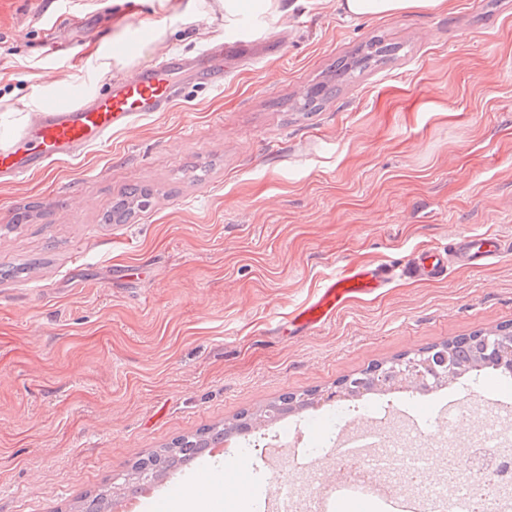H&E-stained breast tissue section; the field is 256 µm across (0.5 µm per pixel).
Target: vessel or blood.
<instances>
[{
	"label": "vessel or blood",
	"mask_w": 512,
	"mask_h": 512,
	"mask_svg": "<svg viewBox=\"0 0 512 512\" xmlns=\"http://www.w3.org/2000/svg\"><path fill=\"white\" fill-rule=\"evenodd\" d=\"M193 71L199 84L213 89L224 85V42L211 44L205 59L193 62L166 53L149 67L107 83L105 92L81 98L74 105L47 107L0 144V184L13 183L34 175L55 161L78 156L86 150L109 143L114 133L132 129L144 116L168 112L181 99L179 76ZM512 252L497 236L459 234L456 244L446 250L426 252L418 262L419 271L431 277L446 274L449 264L482 265ZM388 278L377 269H359L327 278L317 296L295 312L291 324L302 331L315 330L331 321L350 298L386 287ZM183 492L175 483L143 502L141 512H168Z\"/></svg>",
	"instance_id": "obj_1"
}]
</instances>
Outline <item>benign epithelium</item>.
I'll use <instances>...</instances> for the list:
<instances>
[{"label":"benign epithelium","mask_w":512,"mask_h":512,"mask_svg":"<svg viewBox=\"0 0 512 512\" xmlns=\"http://www.w3.org/2000/svg\"><path fill=\"white\" fill-rule=\"evenodd\" d=\"M481 353H490L506 365L512 364V336L491 331L478 338ZM453 373V365L449 362L447 347L424 350L400 356L370 373L368 380L349 377L337 385V390L327 396V400L356 396L365 384L375 389H382L390 384L398 385L407 390H430L446 384Z\"/></svg>","instance_id":"obj_1"}]
</instances>
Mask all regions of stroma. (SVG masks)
<instances>
[{
	"label": "stroma",
	"mask_w": 512,
	"mask_h": 512,
	"mask_svg": "<svg viewBox=\"0 0 512 512\" xmlns=\"http://www.w3.org/2000/svg\"><path fill=\"white\" fill-rule=\"evenodd\" d=\"M283 6L280 49L235 64L223 88L187 85L171 111L0 185V512H74L178 437L512 323V255L444 279L405 270L464 232L512 239V0L359 19L337 0ZM140 20L126 0H0V113L56 80L99 93L120 76L101 67L115 39L140 48L137 70L224 33L206 0L158 13L157 40ZM375 37L398 52L299 111ZM132 186L146 203L104 223ZM379 265L387 287L291 333L327 277ZM330 407L247 436L287 440L297 419L316 442ZM437 414L423 397L412 446L443 462ZM224 460L252 512L276 468L247 448ZM280 464L303 494L339 469L332 448Z\"/></svg>",
	"instance_id": "stroma-1"
}]
</instances>
